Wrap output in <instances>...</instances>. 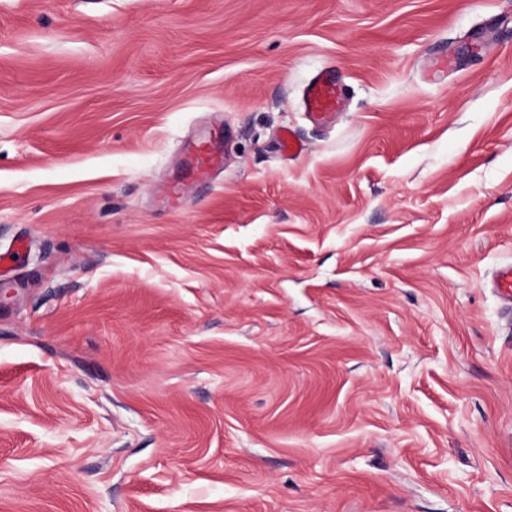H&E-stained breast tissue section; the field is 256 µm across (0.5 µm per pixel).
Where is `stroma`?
<instances>
[{
    "label": "stroma",
    "instance_id": "35a3bbf8",
    "mask_svg": "<svg viewBox=\"0 0 512 512\" xmlns=\"http://www.w3.org/2000/svg\"><path fill=\"white\" fill-rule=\"evenodd\" d=\"M20 238L0 512H512V0H0ZM339 87L332 79L319 75L307 86L304 105L307 111L318 117L336 110L339 105Z\"/></svg>",
    "mask_w": 512,
    "mask_h": 512
}]
</instances>
